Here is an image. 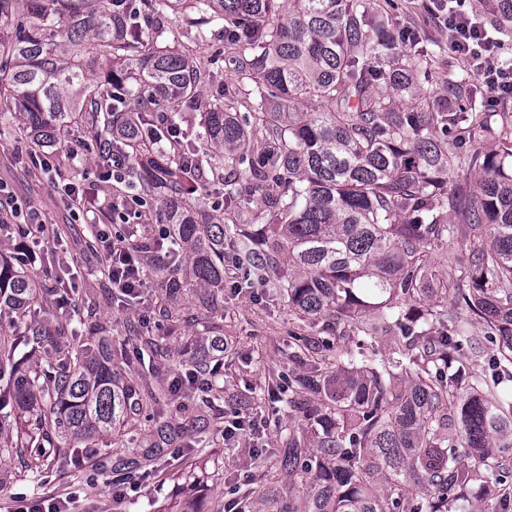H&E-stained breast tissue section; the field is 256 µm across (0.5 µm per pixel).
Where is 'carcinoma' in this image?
<instances>
[{
  "label": "carcinoma",
  "mask_w": 512,
  "mask_h": 512,
  "mask_svg": "<svg viewBox=\"0 0 512 512\" xmlns=\"http://www.w3.org/2000/svg\"><path fill=\"white\" fill-rule=\"evenodd\" d=\"M488 2L494 30L509 33L512 0ZM418 16L444 22L448 0H0V28L15 29L0 41V115L31 152L80 127L101 168L123 163L110 198L137 196L163 318L175 329L169 305L191 297L202 327L185 361L194 396L182 422L167 421L174 383L121 373L101 337L67 349L75 336L50 318L47 296L78 300L42 287L23 257L29 225H16L21 247L0 254V309L23 329L0 332V405L33 428H16L0 458L59 435L90 448L145 418L154 426L104 467L132 479L142 459L186 448L193 472L202 414L224 403L212 364L224 326L211 314L230 267L287 298L293 345L307 348L304 325L322 323L302 372L265 382L301 417L265 458L309 479L288 512H455L465 498L463 512H512V131L493 126L488 89L468 73L402 107L448 50L420 46ZM218 34L227 77L198 63ZM479 138L498 148L472 146ZM461 168L475 182L448 186ZM202 183L215 187L209 210L194 199ZM463 229L467 267L437 272L433 247ZM474 321L493 346L485 368L457 356ZM351 334L397 349L378 361L339 351ZM137 339L164 356L149 331ZM21 344L50 370L14 360Z\"/></svg>",
  "instance_id": "obj_1"
}]
</instances>
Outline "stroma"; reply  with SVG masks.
Listing matches in <instances>:
<instances>
[{"label":"stroma","mask_w":512,"mask_h":512,"mask_svg":"<svg viewBox=\"0 0 512 512\" xmlns=\"http://www.w3.org/2000/svg\"><path fill=\"white\" fill-rule=\"evenodd\" d=\"M89 134L86 130L70 131L65 147L77 150V159L61 156L59 169L40 180H32L29 169L17 153L24 143L18 139L9 118L0 119V182L6 183L21 202L39 210L55 229V236L38 248L43 265L44 287H53L58 274H67L76 295L91 294L96 303L94 313L63 309L62 314L83 335L101 331L113 347H125L127 358H115L120 370L130 368L147 372L148 363L135 354V341L128 323L140 320L155 324L157 279L147 275L140 294L128 305L115 301L116 294L108 278L102 248L87 247L85 241L95 235L112 234V221L97 216L95 225L74 220L65 204L62 187L65 181H85L108 191L109 181L102 178L93 157L83 149ZM294 329L288 305L273 289L260 286L237 290L234 274L224 278V416L210 425L212 440L209 467L223 472V480L201 482L173 481L169 472L177 470L187 451L173 449L168 460L147 467L139 481L116 488L111 473L103 470L100 459L117 455L121 446L109 435H101L94 449L53 437L42 449L38 469L13 456L0 460V512H12L16 498L29 502L41 498L63 501L66 512H212L227 501L231 489L252 491V512H287L288 498L302 493L299 479L287 472L266 467L263 458L252 456L248 444L224 439V421L234 413L261 420L264 425L260 446L273 449L283 443L285 426H295L299 417L285 403L269 400L264 385L270 372H300L304 361L288 346Z\"/></svg>","instance_id":"obj_1"}]
</instances>
